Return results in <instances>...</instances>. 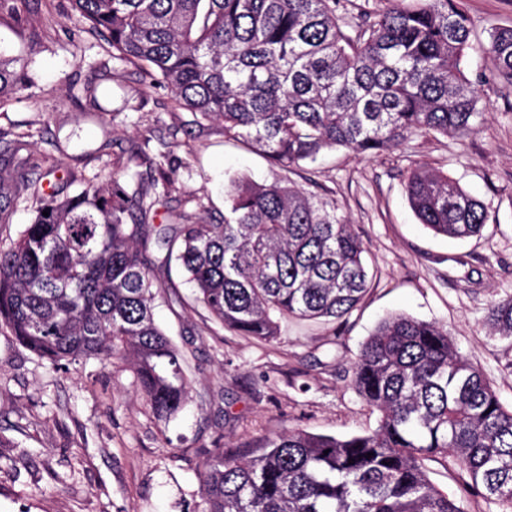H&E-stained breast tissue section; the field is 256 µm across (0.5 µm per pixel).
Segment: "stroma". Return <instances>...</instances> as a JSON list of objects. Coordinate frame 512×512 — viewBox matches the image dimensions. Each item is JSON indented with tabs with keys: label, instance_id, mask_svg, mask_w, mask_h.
Returning a JSON list of instances; mask_svg holds the SVG:
<instances>
[{
	"label": "stroma",
	"instance_id": "obj_1",
	"mask_svg": "<svg viewBox=\"0 0 512 512\" xmlns=\"http://www.w3.org/2000/svg\"><path fill=\"white\" fill-rule=\"evenodd\" d=\"M473 23L462 68L480 90L486 120L465 137L416 135L377 155L339 149L284 171L215 122L175 108L167 90L112 59L70 0H30L23 26L0 18V50L29 59L37 87L0 109V150L24 138L28 153L59 161L60 178L105 181L123 150L164 141L173 199L158 224H177V200L204 197V219L224 218V186L239 172L261 183L285 178L336 202L363 240L371 286L341 320L280 324L272 341L222 328L176 266L151 253L169 287L154 319L184 356L190 402L158 422L132 372L117 361L66 368L19 346L0 328V512H202L199 477L210 451L256 454L286 428L349 437L372 431L378 413L352 386V366L377 323L405 314L446 327L512 408V342L491 338L493 302L512 294V82L483 52L489 34L512 28V0H459ZM112 90V115L96 112L82 87ZM417 164L448 173L487 209L479 236L453 240L419 224L405 191ZM430 480L465 512H498L469 495L458 466L429 460Z\"/></svg>",
	"mask_w": 512,
	"mask_h": 512
}]
</instances>
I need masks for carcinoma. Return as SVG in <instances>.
Instances as JSON below:
<instances>
[{
  "label": "carcinoma",
  "mask_w": 512,
  "mask_h": 512,
  "mask_svg": "<svg viewBox=\"0 0 512 512\" xmlns=\"http://www.w3.org/2000/svg\"><path fill=\"white\" fill-rule=\"evenodd\" d=\"M382 2L348 22L340 0H71L112 59L282 168L327 149L379 154L412 135L463 136L483 123L461 69L472 21L456 0ZM482 50L512 80V28L492 31ZM34 85L25 58L0 54V108ZM23 149L16 142L0 168V224L11 223L16 199L35 202L32 222L0 249V326L54 366L129 365L160 422L180 413L189 389L180 350L154 320L161 285L150 244L215 321L262 340L279 336L282 318H342L370 287L366 248L336 204L280 179L231 178L221 224L196 220L206 206L190 194L180 227L160 224L151 241L145 226L172 188L164 154L134 146L107 183L84 179L70 193L53 181V158ZM143 166L155 172L147 184ZM406 192L437 235L467 239L486 223L483 203L441 171L412 168ZM489 321L512 341V295ZM353 386L379 412L376 430L337 438L289 428L254 458L215 448L201 473L204 512H464L428 480L432 459L459 466L469 488L512 512V409L445 328L382 319Z\"/></svg>",
  "instance_id": "1"
}]
</instances>
